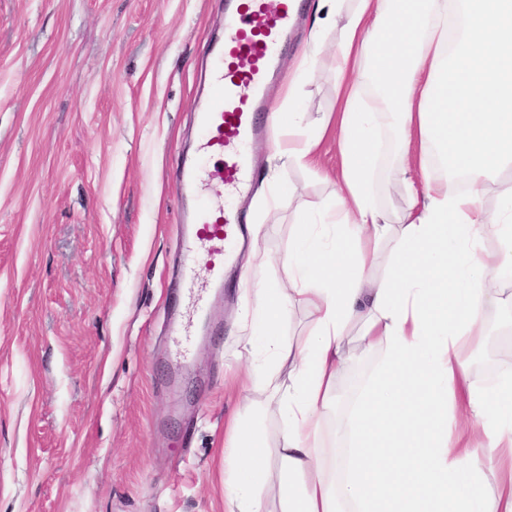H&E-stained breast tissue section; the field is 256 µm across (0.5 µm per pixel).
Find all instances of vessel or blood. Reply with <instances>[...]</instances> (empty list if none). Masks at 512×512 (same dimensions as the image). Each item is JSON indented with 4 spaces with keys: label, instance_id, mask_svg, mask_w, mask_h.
<instances>
[{
    "label": "vessel or blood",
    "instance_id": "1",
    "mask_svg": "<svg viewBox=\"0 0 512 512\" xmlns=\"http://www.w3.org/2000/svg\"><path fill=\"white\" fill-rule=\"evenodd\" d=\"M297 9V0H236L226 19L224 41L214 53L209 72L213 96L197 114L205 137L195 157L182 164L179 190L184 199H197L200 184L210 177L223 186L224 195L194 210L183 240V280L191 314L170 328L177 347L175 369L190 366L199 322L209 316L210 299L223 287L224 270L246 239V217L232 200L252 185L250 144L273 122L264 90L291 35ZM214 157L218 165L206 167V160ZM202 267L208 271L203 281L198 278Z\"/></svg>",
    "mask_w": 512,
    "mask_h": 512
}]
</instances>
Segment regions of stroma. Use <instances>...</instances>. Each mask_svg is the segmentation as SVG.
I'll return each instance as SVG.
<instances>
[{
  "mask_svg": "<svg viewBox=\"0 0 512 512\" xmlns=\"http://www.w3.org/2000/svg\"><path fill=\"white\" fill-rule=\"evenodd\" d=\"M226 0H0V512H224V428L249 415L241 381L240 288L215 295L220 332L172 383L167 334L180 274L174 180L201 137L205 56ZM338 29L303 81L311 122L337 108ZM272 141L259 142L249 247L270 256L260 280L288 281L279 255L299 214L334 196L339 136L318 167H288L274 214ZM388 132L373 193L406 205ZM484 336L462 354L475 387L512 369V304L490 307ZM380 353L339 375L325 425L341 416Z\"/></svg>",
  "mask_w": 512,
  "mask_h": 512,
  "instance_id": "1",
  "label": "stroma"
}]
</instances>
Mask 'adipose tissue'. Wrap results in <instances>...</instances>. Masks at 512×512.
I'll return each mask as SVG.
<instances>
[{"instance_id":"ef3b65f1","label":"adipose tissue","mask_w":512,"mask_h":512,"mask_svg":"<svg viewBox=\"0 0 512 512\" xmlns=\"http://www.w3.org/2000/svg\"><path fill=\"white\" fill-rule=\"evenodd\" d=\"M336 24L335 118L312 133L304 112L290 111L296 137L273 145L277 171L310 169L323 134L337 126L335 197L295 224L281 257L287 288L242 280L251 295L245 350L275 368L267 377L253 370L251 382L264 396L258 409L282 418L281 479L269 483L255 420H234L224 510L267 512L273 496L281 512H512V371L492 395L469 383L460 362L487 308L512 302V190L485 204L512 164V0H320L313 52ZM364 67L373 109L360 98ZM385 113L408 193L392 220L371 189ZM441 170L463 189H449ZM383 255L388 270L379 277ZM290 306L310 317L293 348L281 340ZM358 346L383 360L331 452L325 413Z\"/></svg>"}]
</instances>
